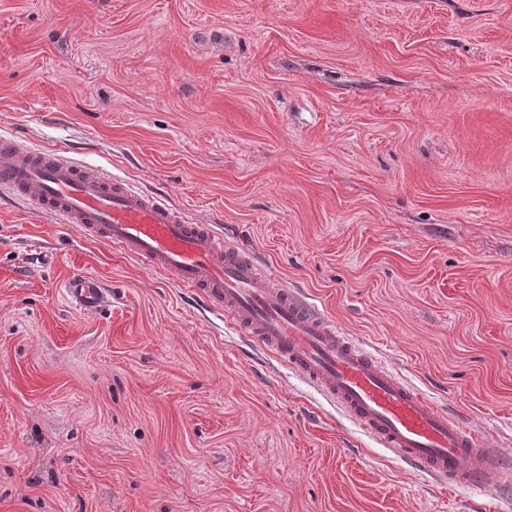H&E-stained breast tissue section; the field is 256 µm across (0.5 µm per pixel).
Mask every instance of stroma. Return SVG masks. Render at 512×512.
Wrapping results in <instances>:
<instances>
[{"mask_svg": "<svg viewBox=\"0 0 512 512\" xmlns=\"http://www.w3.org/2000/svg\"><path fill=\"white\" fill-rule=\"evenodd\" d=\"M0 132L219 224L504 470L453 492L73 224L0 203V512H512V0H0ZM97 275L98 312L62 285Z\"/></svg>", "mask_w": 512, "mask_h": 512, "instance_id": "obj_1", "label": "stroma"}]
</instances>
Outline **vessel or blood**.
Instances as JSON below:
<instances>
[{
    "mask_svg": "<svg viewBox=\"0 0 512 512\" xmlns=\"http://www.w3.org/2000/svg\"><path fill=\"white\" fill-rule=\"evenodd\" d=\"M0 191L84 236L119 247L185 288L248 345L270 352L355 421L377 447L457 490L481 491L497 465L478 434L428 391L389 369L311 298L270 276L221 226L195 223L161 196L138 191L65 150L0 134ZM93 312L106 292L91 274L65 288Z\"/></svg>",
    "mask_w": 512,
    "mask_h": 512,
    "instance_id": "obj_1",
    "label": "vessel or blood"
}]
</instances>
